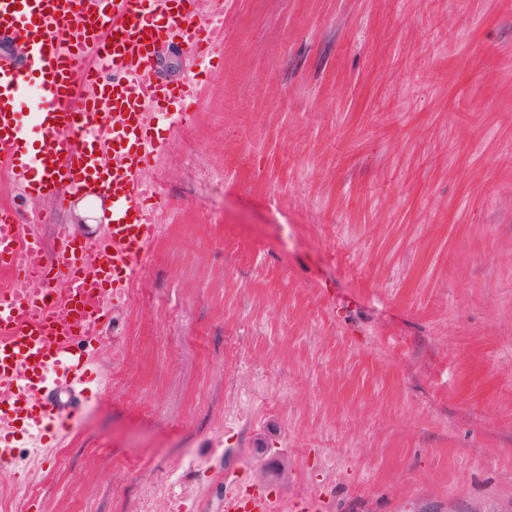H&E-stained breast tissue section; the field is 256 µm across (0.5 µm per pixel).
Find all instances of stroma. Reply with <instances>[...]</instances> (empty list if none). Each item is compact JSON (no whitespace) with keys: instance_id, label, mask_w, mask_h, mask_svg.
Masks as SVG:
<instances>
[{"instance_id":"obj_1","label":"stroma","mask_w":512,"mask_h":512,"mask_svg":"<svg viewBox=\"0 0 512 512\" xmlns=\"http://www.w3.org/2000/svg\"><path fill=\"white\" fill-rule=\"evenodd\" d=\"M223 13L195 115H154L163 221L89 350L95 401L45 451L16 449L0 506L224 512L243 482L278 512H503L512 0ZM32 210L48 243L107 218Z\"/></svg>"}]
</instances>
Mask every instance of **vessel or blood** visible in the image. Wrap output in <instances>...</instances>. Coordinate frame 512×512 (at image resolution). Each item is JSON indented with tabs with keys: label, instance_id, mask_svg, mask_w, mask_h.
<instances>
[{
	"label": "vessel or blood",
	"instance_id": "1",
	"mask_svg": "<svg viewBox=\"0 0 512 512\" xmlns=\"http://www.w3.org/2000/svg\"><path fill=\"white\" fill-rule=\"evenodd\" d=\"M198 0H0V169L24 196L62 204L108 202L104 238L55 227L54 250L15 207L0 205V465L18 439L40 447L64 436L88 403L86 349L113 301L149 259L158 226L143 174L162 140L152 115L197 104L190 87L212 57L213 32ZM174 36L190 54L186 77L154 76L157 46ZM43 105L26 114L24 91ZM40 135L30 139L25 116ZM224 512H274L257 487L224 496Z\"/></svg>",
	"mask_w": 512,
	"mask_h": 512
}]
</instances>
